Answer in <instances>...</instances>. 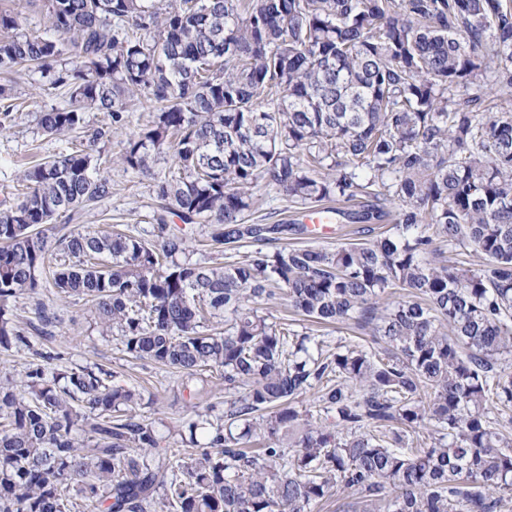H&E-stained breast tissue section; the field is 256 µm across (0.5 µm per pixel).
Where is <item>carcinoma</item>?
<instances>
[{"instance_id": "cac0c4a2", "label": "carcinoma", "mask_w": 512, "mask_h": 512, "mask_svg": "<svg viewBox=\"0 0 512 512\" xmlns=\"http://www.w3.org/2000/svg\"><path fill=\"white\" fill-rule=\"evenodd\" d=\"M52 35L19 32L0 10V73L38 70L69 91L37 115L43 134L115 123L140 96L151 121L118 161L158 184L159 243L41 230L112 196L90 144L19 175L0 201V347L30 342L9 305L51 287L91 303L102 336L127 354L224 381V410L184 423L195 455L161 446L136 412L142 396L103 367L43 364L0 380V512H501L512 497V434L488 402L512 408V6L505 0H43ZM20 104L0 85V112ZM262 185L317 209L357 202L351 223L395 233L334 250L266 249L292 225L248 224ZM208 224L209 247L255 249L224 263L178 261L170 229ZM485 260L471 271L445 248ZM281 290L315 322L368 330L336 352L267 322ZM402 291L404 297L392 299ZM224 317V331L209 328ZM315 389L329 424L295 408ZM433 424L415 448L401 424ZM293 452H288V449Z\"/></svg>"}]
</instances>
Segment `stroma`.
<instances>
[{"label":"stroma","instance_id":"35a3bbf8","mask_svg":"<svg viewBox=\"0 0 512 512\" xmlns=\"http://www.w3.org/2000/svg\"><path fill=\"white\" fill-rule=\"evenodd\" d=\"M14 94L22 107L9 118L0 117V195L17 182L18 174L27 166L47 157L69 152L76 138H91L100 127L109 128L108 137L97 140L95 152L102 160L101 174L112 181L111 199L82 211L77 219L58 218L48 225V236L60 235L75 229L114 228L145 239L153 237V214L159 200L156 181L163 178L171 164L167 155H160L153 164V176L145 177L124 170L116 157L127 137L139 131L149 121L152 108L149 102H133L120 124H113L104 112H89L80 133H69L58 137L43 135L35 115L53 107L64 106L68 94L66 89L48 87L40 73L30 72L18 78ZM168 222L174 229L182 230L189 246L187 257L197 263H212L218 258L232 261L243 255L240 247L225 249L223 254L209 252L205 246L210 231L209 225H182L176 216ZM382 224H349L339 222L330 232L308 236H289L294 246L313 244L334 248L353 243L371 241L385 232ZM45 304L56 318L43 332H33L39 322L38 304ZM12 319L17 329L29 335L32 345L21 351H0V377L21 380L30 364L41 362L45 354L60 356L62 363L94 366L110 369L116 383L137 388L144 396L137 413L151 424L164 444L173 448H186L187 443L179 428L193 408L222 402L225 398L224 384L215 378L185 381L182 374L173 369L159 367L147 360H136L125 353L118 336H102L94 316L84 300L69 298L61 300L51 295L48 285H40L35 293L21 296L11 305ZM270 323L288 322L297 333H308L323 338L329 347L339 345H370L368 333L351 330L344 326H327L304 318L295 317L288 308L284 296L277 295L264 304L262 309Z\"/></svg>","mask_w":512,"mask_h":512}]
</instances>
